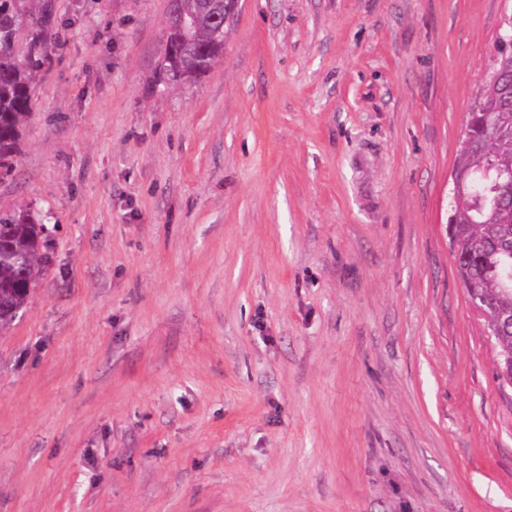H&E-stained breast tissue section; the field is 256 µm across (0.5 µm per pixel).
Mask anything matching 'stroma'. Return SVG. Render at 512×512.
Masks as SVG:
<instances>
[{
    "mask_svg": "<svg viewBox=\"0 0 512 512\" xmlns=\"http://www.w3.org/2000/svg\"><path fill=\"white\" fill-rule=\"evenodd\" d=\"M0 211L49 261L0 331V512H512V390L448 235L512 0H54ZM169 1L170 7L165 33V48H167L169 37L167 66L194 71L197 73V76L203 75L223 56V32L225 34V26L235 9V0H222L224 1V10L223 4L220 1L214 0ZM201 1L212 2L205 6ZM179 4V16L174 23L173 32L170 33ZM181 16H184L187 20L190 19V16H194L197 19V23L196 19H192L184 27L189 32L195 26L192 29L191 40L189 41H185L182 38L183 25Z\"/></svg>",
    "mask_w": 512,
    "mask_h": 512,
    "instance_id": "stroma-1",
    "label": "stroma"
}]
</instances>
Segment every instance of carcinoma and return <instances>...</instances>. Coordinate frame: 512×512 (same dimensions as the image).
Instances as JSON below:
<instances>
[{"label":"carcinoma","instance_id":"obj_1","mask_svg":"<svg viewBox=\"0 0 512 512\" xmlns=\"http://www.w3.org/2000/svg\"><path fill=\"white\" fill-rule=\"evenodd\" d=\"M180 18L169 35L168 66L207 73L224 53V10L219 0L203 5L200 0H182ZM196 17L191 40L182 38L181 18ZM53 0H0V168L11 169L23 127L34 105L37 76L53 61ZM29 38L25 51L19 36ZM481 111L497 123L508 144L488 143L479 155L461 156L460 166L469 170L465 194L451 209L454 224L468 232L470 259L467 277L488 294H497L506 308L512 307V290L500 288L503 275L512 273V254L498 248L504 232L490 215L491 187L496 169L512 170V95L487 96ZM44 225L28 208L0 212V331L7 328L27 303L29 289L39 281L47 257Z\"/></svg>","mask_w":512,"mask_h":512}]
</instances>
